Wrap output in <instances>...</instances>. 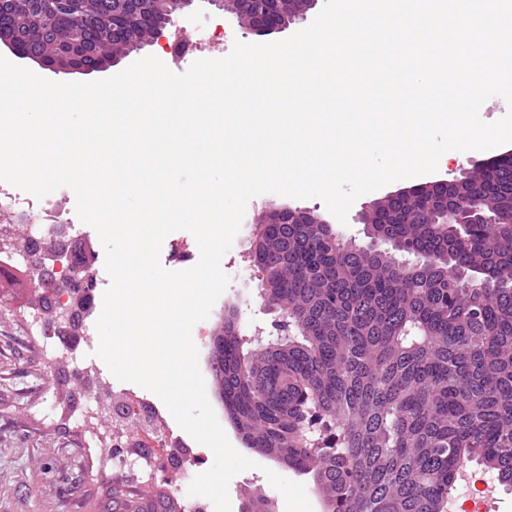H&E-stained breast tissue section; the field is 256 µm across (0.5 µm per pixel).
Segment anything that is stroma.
I'll use <instances>...</instances> for the list:
<instances>
[{"label": "stroma", "instance_id": "1", "mask_svg": "<svg viewBox=\"0 0 512 512\" xmlns=\"http://www.w3.org/2000/svg\"><path fill=\"white\" fill-rule=\"evenodd\" d=\"M315 12L291 24L290 28L264 36L250 33L239 26L231 14L212 5L210 0H194L193 5L175 17L161 48L165 64L174 72H185L201 58L227 56L235 43L274 42L305 28L314 20ZM154 46L143 45L110 66L93 72H55L37 62L23 58L20 66L57 82H90L109 78L134 61L154 53ZM490 151H475L462 160H452L439 166L435 173L396 181L385 188L361 196L352 206L347 223L341 224L317 199H294L265 194L252 199L231 249L221 262L230 279L225 293L214 304L208 319L198 322L192 336L199 350V368L203 377H210L209 344L222 326L227 311H234L241 320L246 336L268 340L275 332L277 313L268 311L259 295L260 282L249 255L253 241L254 222L262 210L290 206L313 211L344 239L359 245H369L366 226L357 215L364 205L383 198L399 189L437 180L460 177L463 170L490 158ZM53 197L59 206L73 216L75 195L61 188ZM10 225L11 237L0 240V265L8 275L0 278V512H105L115 494L150 502L157 494L169 491L163 477L152 483L139 484L134 474L119 478L105 471L90 477L91 458L83 436L66 422L62 415L64 401L76 399L82 386L78 368L67 358L45 355L32 338L26 323L31 308L38 304V294L26 267L17 261L14 243L27 236L28 225L18 223L14 214L0 213V225ZM74 251L90 249L96 252L98 270L95 296H102L108 285L103 258L104 248L96 231L75 220L69 230ZM200 251L195 237L186 230L169 234L163 241L160 262L166 269H187L189 261L199 260ZM207 397L233 447L244 456L256 460L257 468L236 475L229 485L232 512H242L247 500L254 495L266 496L273 512H285L282 494L268 481L265 472L273 470L306 487L313 512H324L323 500L314 488L310 476L288 470L276 461L248 448L230 419L214 386H207ZM185 438V456L192 460L178 492L173 493L184 512H214L212 502L202 496L189 495L193 479L203 471L204 464L213 463L214 455L205 445Z\"/></svg>", "mask_w": 512, "mask_h": 512}]
</instances>
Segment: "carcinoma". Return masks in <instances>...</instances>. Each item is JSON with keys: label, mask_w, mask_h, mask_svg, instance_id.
<instances>
[{"label": "carcinoma", "mask_w": 512, "mask_h": 512, "mask_svg": "<svg viewBox=\"0 0 512 512\" xmlns=\"http://www.w3.org/2000/svg\"><path fill=\"white\" fill-rule=\"evenodd\" d=\"M37 29L30 0H5L0 22ZM112 23L92 3L54 20L34 49L66 50L87 25ZM127 22L97 62L146 43ZM481 204L486 224L429 215ZM512 159L435 193L384 203L371 231L388 254L342 241L327 224H273L252 244L283 315L281 336L252 343L234 317L212 341V375L248 447L309 474L325 512H443L457 466L473 458L512 484ZM181 512L115 495L112 512Z\"/></svg>", "instance_id": "1"}]
</instances>
